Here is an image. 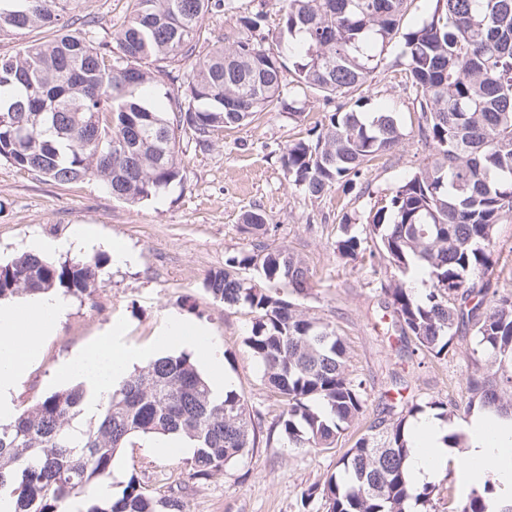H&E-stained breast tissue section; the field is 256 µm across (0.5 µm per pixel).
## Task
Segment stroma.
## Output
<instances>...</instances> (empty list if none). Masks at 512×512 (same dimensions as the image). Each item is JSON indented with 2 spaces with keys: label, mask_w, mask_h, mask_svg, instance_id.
Here are the masks:
<instances>
[{
  "label": "stroma",
  "mask_w": 512,
  "mask_h": 512,
  "mask_svg": "<svg viewBox=\"0 0 512 512\" xmlns=\"http://www.w3.org/2000/svg\"><path fill=\"white\" fill-rule=\"evenodd\" d=\"M131 6V0H79L77 13L93 22L98 37L108 38ZM279 8V0H234L233 10L208 17L207 35L231 43L239 35L240 17L258 12L265 15V32L277 34ZM404 80L401 67L383 68L362 91L364 111L388 106L397 112L405 132L402 143L369 163L367 186L349 190L338 185L317 199L290 185L281 156L286 144L324 122L328 107L314 95H303L289 72L283 77L284 92L297 99L299 119L267 112L219 134L210 147L183 144V183L135 206L113 199L94 180L61 186L0 161V262L21 255L30 238L63 239L78 225L101 241L121 242L135 255L134 262L118 265L109 250H102L99 288L89 297L68 294L70 311L20 385L19 406L58 391L57 366L112 324L124 325L127 344L141 346L166 314L176 313L209 328L212 342L224 352V372L233 390L273 421L280 402L245 344L251 313L225 308L203 286L207 274L251 247L253 238L241 224L243 215L254 210L272 228L266 243L287 247L309 267L312 290L299 303L309 316L335 326L347 347L348 370L363 382L369 412L379 410L385 394L395 390L408 402H463L474 334L455 336L444 359L408 358L397 333L380 322L388 305L382 286L398 278V271L340 258L335 249L342 225L364 224L374 203L428 155L414 135L417 113ZM494 236L490 283L512 289V220L496 225ZM358 435L348 429L335 447L316 453L288 447L279 438L262 440L248 458L202 481L191 478L185 455L159 452L158 438H141L116 455L113 470L120 481L112 493L120 495L122 481L134 475L154 496L180 497L185 512H325L318 498L302 506L298 490L324 483Z\"/></svg>",
  "instance_id": "1"
}]
</instances>
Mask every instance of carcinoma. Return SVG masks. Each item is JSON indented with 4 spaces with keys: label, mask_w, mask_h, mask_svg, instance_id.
Wrapping results in <instances>:
<instances>
[{
    "label": "carcinoma",
    "mask_w": 512,
    "mask_h": 512,
    "mask_svg": "<svg viewBox=\"0 0 512 512\" xmlns=\"http://www.w3.org/2000/svg\"><path fill=\"white\" fill-rule=\"evenodd\" d=\"M232 2L132 0L109 43L87 29L69 30L77 0H0L1 37L55 32L48 42L0 55V160L59 185L95 179L115 200L138 204L183 182L182 141L208 147L262 112L301 116L284 95L280 52L260 34L261 13L239 19L244 36L202 51L206 17ZM413 2L281 0L277 39L288 43L296 86L326 102L369 86L390 45L399 43L427 162L377 201L363 232L342 225L336 253L426 275L425 293L404 281L382 288L394 331L439 359L459 331H473L475 370L464 414L511 418L512 289H493L484 276L494 227L512 219V0H427L426 17L405 28ZM183 61L190 71L172 92L166 64ZM403 137L389 107L368 116L340 106L311 138L288 144L281 160L289 181L317 199L337 184L355 188L367 163ZM243 231L263 237L270 228L262 213L250 211ZM369 238L377 247L368 252ZM102 265L98 255L56 263L24 253L0 263V300L56 289L90 295ZM262 281L297 295L311 289L301 258L261 243L227 258L204 288L225 307L253 314L246 344L281 402L267 438L277 434L290 448H331L365 416L363 382L348 372L336 328ZM86 395L81 386L54 392L0 425V498L15 499V512H63L80 496L81 512H184L181 500L147 493L134 475L114 500L93 489L137 436L190 440L191 477L205 480L253 453L255 422L263 420L234 391L212 398L186 354L129 374L107 395L98 423L81 430L73 420ZM399 403L383 404L323 485L299 489L303 506L319 497L326 512H406L411 501L436 512L439 486L411 489L405 472L406 417L423 407L412 403L399 412ZM496 487L489 470L482 490L460 498L451 512H488Z\"/></svg>",
    "instance_id": "obj_1"
}]
</instances>
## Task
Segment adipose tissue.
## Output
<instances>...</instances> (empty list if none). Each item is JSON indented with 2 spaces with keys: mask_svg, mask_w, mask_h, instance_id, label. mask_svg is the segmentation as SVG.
Masks as SVG:
<instances>
[{
  "mask_svg": "<svg viewBox=\"0 0 512 512\" xmlns=\"http://www.w3.org/2000/svg\"><path fill=\"white\" fill-rule=\"evenodd\" d=\"M69 310L68 301L57 293H40L0 305V425L17 416L16 395L20 382L40 355L42 343L53 336L58 322ZM176 349L193 353L205 371L215 398H223L231 387L224 374V355L213 344L204 326L177 314L162 320L151 345H126L113 332L84 346L61 367V381L84 385L88 397L83 413L98 417L103 394L118 388L134 367L147 364ZM416 446L407 460L408 483L417 488L433 482L443 471L450 448L445 441L448 425L424 415L414 423ZM468 436L460 480L468 488H481L486 467L499 477L495 506L512 501V419L479 412L466 426Z\"/></svg>",
  "mask_w": 512,
  "mask_h": 512,
  "instance_id": "obj_1",
  "label": "adipose tissue"
}]
</instances>
